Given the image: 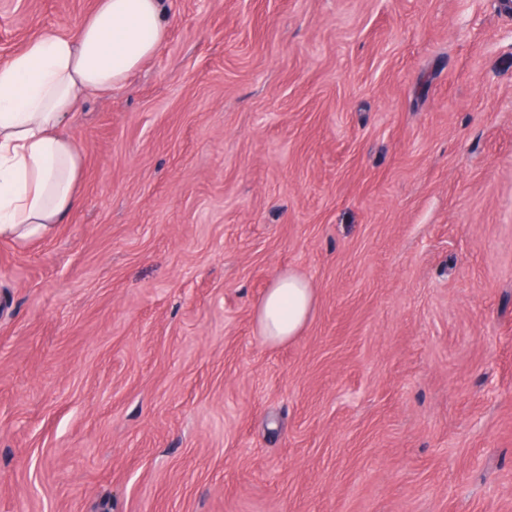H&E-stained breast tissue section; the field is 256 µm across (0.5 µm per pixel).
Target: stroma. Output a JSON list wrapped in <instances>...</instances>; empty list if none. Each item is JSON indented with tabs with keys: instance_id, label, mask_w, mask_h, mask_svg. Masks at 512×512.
Listing matches in <instances>:
<instances>
[{
	"instance_id": "35a3bbf8",
	"label": "stroma",
	"mask_w": 512,
	"mask_h": 512,
	"mask_svg": "<svg viewBox=\"0 0 512 512\" xmlns=\"http://www.w3.org/2000/svg\"><path fill=\"white\" fill-rule=\"evenodd\" d=\"M95 4L0 0V63ZM164 10L0 238V512H512V0ZM313 288L294 273L278 276L264 293L255 310L261 336L271 344H282L300 334L313 305Z\"/></svg>"
}]
</instances>
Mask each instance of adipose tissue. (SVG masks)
Segmentation results:
<instances>
[{
    "instance_id": "ef3b65f1",
    "label": "adipose tissue",
    "mask_w": 512,
    "mask_h": 512,
    "mask_svg": "<svg viewBox=\"0 0 512 512\" xmlns=\"http://www.w3.org/2000/svg\"><path fill=\"white\" fill-rule=\"evenodd\" d=\"M166 35L161 0H97L75 34L43 30L0 66V236L43 235L63 221L82 168L62 134L79 92L110 93ZM314 300L307 280L278 276L255 310L261 336L282 344L299 335Z\"/></svg>"
}]
</instances>
